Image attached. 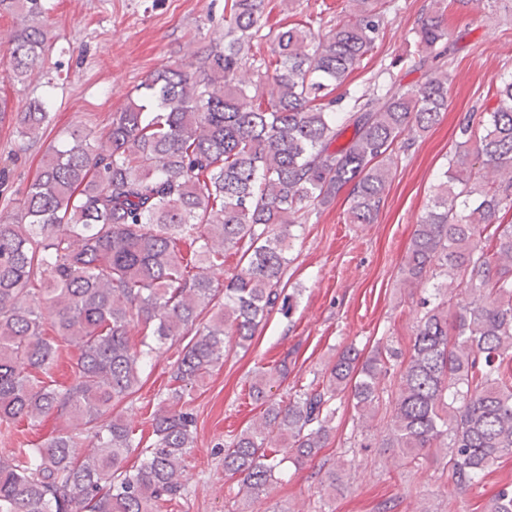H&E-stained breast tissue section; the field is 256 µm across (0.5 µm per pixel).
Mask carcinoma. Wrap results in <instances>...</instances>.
<instances>
[{"mask_svg": "<svg viewBox=\"0 0 512 512\" xmlns=\"http://www.w3.org/2000/svg\"><path fill=\"white\" fill-rule=\"evenodd\" d=\"M351 2L350 14L316 30L269 24L270 0H224V39L204 47L196 71L157 70L105 136L73 132L23 193L16 219L0 224V439L22 419L71 421L70 431L0 457V512H158L186 496L182 457L196 418L185 398L224 360V337L248 348L265 325L294 230L346 187L350 223H373L395 150H409L448 111L453 76L437 62L446 37L438 7L420 17L408 57L428 72L424 83L337 93L386 19L388 0ZM0 10L37 17L46 6L0 0ZM259 39L266 58L252 53ZM48 41L36 24L9 35L13 77L38 66ZM495 97L459 118L403 258L404 281L424 292L409 354L386 343L363 358L349 345L286 402L271 391L288 357L255 373L260 422L224 449V472L238 477L243 498L265 494L286 463L318 456L345 393L362 419L389 411L382 447L402 466L441 453V475L459 494L512 456V75ZM49 122L43 99L16 117L32 144ZM230 250L237 270L220 286L209 271ZM186 337L171 404L144 446L114 409L139 390L153 354ZM64 344L78 355L59 384ZM133 453L140 461L129 467ZM346 471L341 456L320 463L321 490L336 492ZM483 512H512V487Z\"/></svg>", "mask_w": 512, "mask_h": 512, "instance_id": "obj_1", "label": "carcinoma"}]
</instances>
